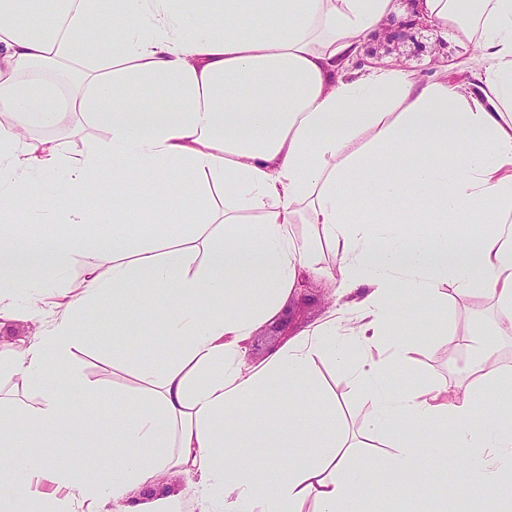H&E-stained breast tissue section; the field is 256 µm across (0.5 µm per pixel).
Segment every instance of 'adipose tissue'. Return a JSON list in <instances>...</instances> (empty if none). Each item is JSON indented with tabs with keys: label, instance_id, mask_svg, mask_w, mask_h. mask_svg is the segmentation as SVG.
<instances>
[{
	"label": "adipose tissue",
	"instance_id": "ef3b65f1",
	"mask_svg": "<svg viewBox=\"0 0 512 512\" xmlns=\"http://www.w3.org/2000/svg\"><path fill=\"white\" fill-rule=\"evenodd\" d=\"M26 2L0 0V115L11 117L0 122V204L9 207L0 274L41 271L30 286L40 292L88 248L84 224L112 223L127 208L107 183L96 192L111 196L108 210L79 192L106 161L120 180L153 182L167 211L194 220L151 248L113 234L111 261L71 289L66 315L25 349L0 352V374L38 396L0 423L9 460L0 485H23L18 498L0 497V512H182L187 499L195 512H364L376 471L397 498L424 496V476L449 471L456 493L482 486L495 512H512V418L489 420L483 407L495 348L469 330L480 353L463 382L390 381L409 364L401 310L417 304L446 319L444 283L460 298L491 300L499 334L512 332V245L503 238L512 222V0H418L438 35L472 44L462 87L356 67L367 36L401 17L400 0H201L195 14L186 0H113L108 23L101 0H49L56 21L47 30L16 24ZM103 43L111 61H93ZM62 62L76 65L77 80L58 99L41 73ZM147 87L176 97L155 106ZM76 117L106 131L79 159L63 142ZM47 126L55 139L37 137ZM59 171L73 189L67 235L16 237L13 224ZM367 186L384 204L370 215L360 207ZM323 244L333 265L322 263ZM302 270L338 275L348 303L247 364L249 338ZM131 291L145 310L164 302L177 351L137 363L114 353L144 396L113 394L112 464L89 481L19 440L88 438L67 414L85 381L72 372L60 386L49 373L84 345L91 305L111 296L120 324ZM326 354L372 403L366 427L386 440L373 456L347 443L336 398L313 372ZM284 389L305 400L290 401L287 423L274 425L260 408ZM175 473L190 476L187 492H157Z\"/></svg>",
	"mask_w": 512,
	"mask_h": 512
}]
</instances>
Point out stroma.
Wrapping results in <instances>:
<instances>
[{
    "instance_id": "obj_1",
    "label": "stroma",
    "mask_w": 512,
    "mask_h": 512,
    "mask_svg": "<svg viewBox=\"0 0 512 512\" xmlns=\"http://www.w3.org/2000/svg\"><path fill=\"white\" fill-rule=\"evenodd\" d=\"M412 40L400 45L386 43L383 36H371L365 40L359 62L363 65L395 66L424 75L438 74L461 81L466 77L463 60L470 58V45L453 38L437 39L435 32L414 26ZM119 184V183H118ZM121 191H134L136 208L117 219L115 226L91 224L85 229L88 237L111 240L113 229L133 226L143 240H151L156 232H176V225L161 223L153 218L159 201L155 186L145 181L129 185L119 184ZM336 290L335 282L308 274L301 275L292 292L283 300L277 317L262 324L247 344L246 357L250 364L262 363L276 349L285 346L302 332L321 323L332 308ZM448 294L447 323L449 335L437 332L436 321L415 316L403 324L417 344L412 367L398 371L393 384L410 386L421 381H449L462 379V368L469 355L465 340L459 334L470 325H477L482 333H490L495 318V309L484 299L462 300L455 292L454 284L443 287ZM0 304L9 306L8 315L0 317V350H19L30 344L63 313V307L51 302L31 303L22 280L10 281L6 290L0 291ZM128 324L124 330L112 328V300L104 298L89 315V340L73 353L68 367L85 379L91 388L84 403L71 413L77 420L91 421L94 437L87 441L82 454L73 455L69 447L73 442L70 434H63L44 448L46 455L65 460L71 467L87 477L108 467L112 462V422L100 418L99 411L111 407L112 395L117 391L136 394L132 377L126 371L114 369L112 353L122 350L129 358L141 361L170 353L175 344L163 328V306H156L151 315H144L137 298L127 303ZM315 372L325 387L334 392L340 404L342 421L352 435L364 439V421L370 404L361 391L351 386L338 372L329 356L315 362Z\"/></svg>"
}]
</instances>
